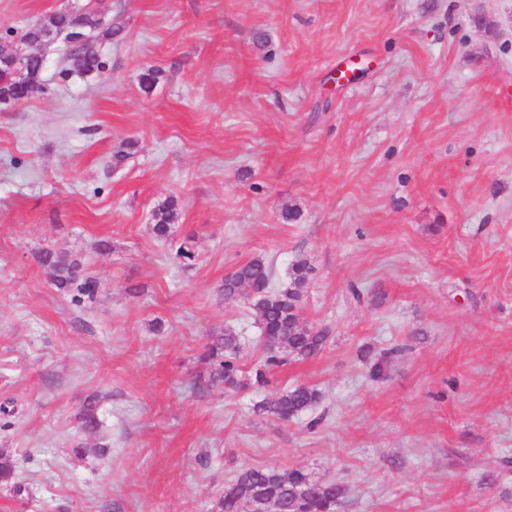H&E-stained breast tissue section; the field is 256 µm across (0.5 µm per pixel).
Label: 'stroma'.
Segmentation results:
<instances>
[{
    "instance_id": "35a3bbf8",
    "label": "stroma",
    "mask_w": 512,
    "mask_h": 512,
    "mask_svg": "<svg viewBox=\"0 0 512 512\" xmlns=\"http://www.w3.org/2000/svg\"><path fill=\"white\" fill-rule=\"evenodd\" d=\"M73 2L0 0V45ZM99 10L121 28L102 72L61 80L55 44L42 92L0 105V449L25 487L0 484V512H219L245 467L338 480V512H512V0ZM43 249L81 260L94 302ZM254 257L277 286L307 262L330 341L268 386L208 384L210 336L262 357L250 296L219 294ZM301 384L314 408L263 411ZM173 201L162 204L154 212L153 230L158 238L166 239L169 236L170 226L175 223L176 212ZM40 264L53 271V281L58 288L73 292V301L93 302L97 295L98 282L94 277L83 273L80 260L68 254L52 250L39 252Z\"/></svg>"
}]
</instances>
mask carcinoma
Here are the masks:
<instances>
[{
	"instance_id": "carcinoma-1",
	"label": "carcinoma",
	"mask_w": 512,
	"mask_h": 512,
	"mask_svg": "<svg viewBox=\"0 0 512 512\" xmlns=\"http://www.w3.org/2000/svg\"><path fill=\"white\" fill-rule=\"evenodd\" d=\"M65 29L79 38L85 36L97 44L119 36L121 27L104 25L95 9L75 6L64 11L55 10L40 18L23 34L27 45L46 38L51 31ZM102 60L85 47H72L64 59L59 75L67 78L72 73L91 75L101 70ZM29 96L19 81L3 74L0 77V99L20 101ZM174 202L165 203L154 212L153 230L157 237L166 239L170 226L175 223ZM40 264L53 271L55 285L73 292V300L92 302L97 295L98 282L83 273L80 260L61 252L42 250ZM309 267L299 261L289 271L288 284L271 289L273 268L264 259L256 257L238 265L224 277L219 294L230 299L247 288L255 289L257 322L264 342L265 358L252 369L253 384L264 387L269 372L287 361L316 357L329 341V331L315 328L302 317L304 287ZM237 336L228 330L211 337L204 359L211 362L213 371L209 380L227 387L242 385V369L238 357ZM403 347H394L384 353L370 367L374 378L384 376L390 359L401 353ZM321 399L320 392L308 385H298L263 402V410L281 420H288L314 407ZM82 429L93 432L99 426L95 398H89L80 413ZM16 463L12 455L0 451V482L16 479ZM344 496L343 485L336 480H317L300 468H244L225 487L219 499L220 512H336Z\"/></svg>"
}]
</instances>
